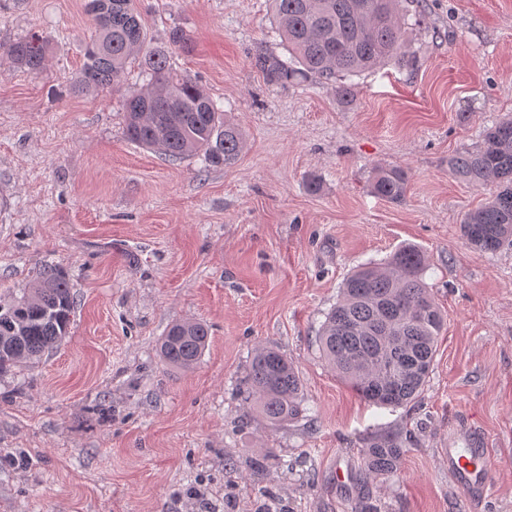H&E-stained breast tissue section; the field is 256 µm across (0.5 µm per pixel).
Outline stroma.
<instances>
[{
  "instance_id": "stroma-1",
  "label": "stroma",
  "mask_w": 512,
  "mask_h": 512,
  "mask_svg": "<svg viewBox=\"0 0 512 512\" xmlns=\"http://www.w3.org/2000/svg\"><path fill=\"white\" fill-rule=\"evenodd\" d=\"M85 2L0 0V300L53 264L77 301L59 346L0 376V512H471L444 456L469 428L494 458L479 512H512V248L472 251L461 224L494 187L448 168L512 117V0H423L406 27L415 66L353 77L347 95L254 67L257 47L280 48L267 0H137L150 46L241 128L227 166L128 139L137 72L71 93ZM34 31L50 51L30 73L7 49ZM391 168L408 175L399 203L371 192ZM408 244L445 327L423 393L384 408L315 336L353 270ZM177 321L210 327L188 372L157 351ZM261 345L302 383L278 426L246 398ZM409 429L399 473L364 480L360 437Z\"/></svg>"
}]
</instances>
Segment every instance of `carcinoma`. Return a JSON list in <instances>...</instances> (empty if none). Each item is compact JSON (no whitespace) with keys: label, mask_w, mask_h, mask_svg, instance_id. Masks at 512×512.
<instances>
[{"label":"carcinoma","mask_w":512,"mask_h":512,"mask_svg":"<svg viewBox=\"0 0 512 512\" xmlns=\"http://www.w3.org/2000/svg\"><path fill=\"white\" fill-rule=\"evenodd\" d=\"M287 59L256 50L253 63L267 81L286 84L315 76L339 83L394 60L407 65L413 54L405 39L410 7L419 0H270ZM94 25L76 85L83 92L114 85L127 66L138 63L142 85L125 100L127 137L172 159L204 154L212 164L233 163L244 147L237 125L199 82L181 74L170 56L148 45L136 0H88ZM48 42L31 34L7 54L17 66L43 68ZM451 173L472 185L494 183L497 192L469 212L463 236L476 253L512 246V117L487 130L485 146L458 153ZM401 169H382L372 192L390 202L406 194ZM426 257L405 246L380 263L359 267L345 281L339 300L325 315L317 341L336 375L364 400L401 406L424 387L444 317L424 282ZM75 297L66 275L47 267L43 275L8 303H0V374L38 361L68 335ZM209 327L199 321L171 324L159 341L163 362L188 371L208 345ZM249 398L272 424L297 418L300 379L288 358L273 346L255 350L247 374ZM401 437L375 433L364 441L366 477L388 479L401 467Z\"/></svg>","instance_id":"1"}]
</instances>
